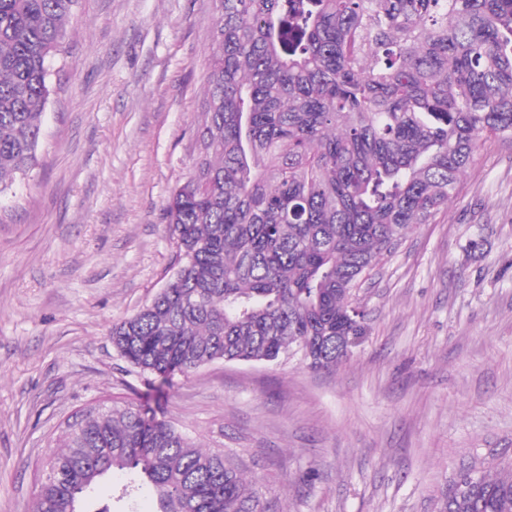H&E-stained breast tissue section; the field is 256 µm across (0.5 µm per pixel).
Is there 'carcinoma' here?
I'll use <instances>...</instances> for the list:
<instances>
[{
	"label": "carcinoma",
	"instance_id": "cac0c4a2",
	"mask_svg": "<svg viewBox=\"0 0 512 512\" xmlns=\"http://www.w3.org/2000/svg\"><path fill=\"white\" fill-rule=\"evenodd\" d=\"M80 0H0V192L37 163L51 66ZM198 157L165 220L180 267L112 345L170 383L216 361L313 371L367 335L357 292L435 220L483 136L512 140V0H213ZM59 432L34 512H86L113 470L136 512H267L230 454L141 406ZM436 512H512V463L460 468Z\"/></svg>",
	"mask_w": 512,
	"mask_h": 512
}]
</instances>
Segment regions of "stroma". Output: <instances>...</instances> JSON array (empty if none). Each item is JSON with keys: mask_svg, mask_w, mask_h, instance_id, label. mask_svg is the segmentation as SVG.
<instances>
[{"mask_svg": "<svg viewBox=\"0 0 512 512\" xmlns=\"http://www.w3.org/2000/svg\"><path fill=\"white\" fill-rule=\"evenodd\" d=\"M212 0H81L38 163L0 193V512H32L61 424L151 407L236 453L270 512H433L453 474L512 461V143L359 293L368 333L314 372L215 361L165 384L113 326L178 268L164 207L198 153Z\"/></svg>", "mask_w": 512, "mask_h": 512, "instance_id": "35a3bbf8", "label": "stroma"}]
</instances>
